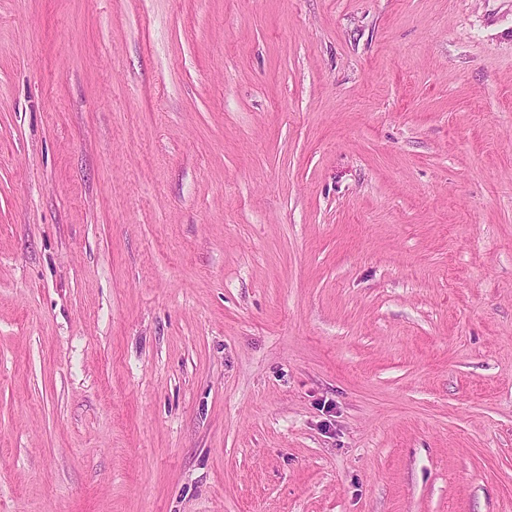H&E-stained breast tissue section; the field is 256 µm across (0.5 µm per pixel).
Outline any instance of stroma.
Returning <instances> with one entry per match:
<instances>
[{
    "label": "stroma",
    "instance_id": "35a3bbf8",
    "mask_svg": "<svg viewBox=\"0 0 512 512\" xmlns=\"http://www.w3.org/2000/svg\"><path fill=\"white\" fill-rule=\"evenodd\" d=\"M0 512H512V0H0Z\"/></svg>",
    "mask_w": 512,
    "mask_h": 512
}]
</instances>
